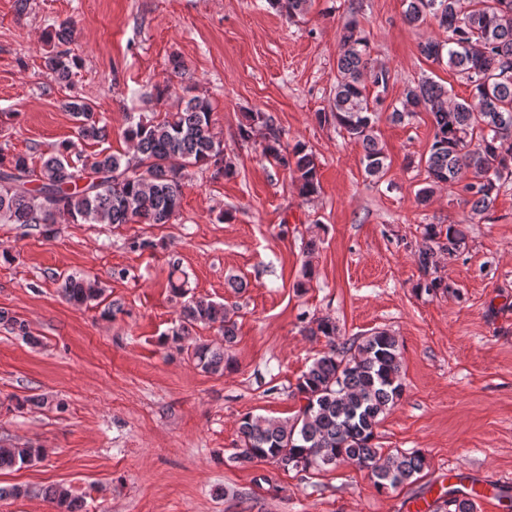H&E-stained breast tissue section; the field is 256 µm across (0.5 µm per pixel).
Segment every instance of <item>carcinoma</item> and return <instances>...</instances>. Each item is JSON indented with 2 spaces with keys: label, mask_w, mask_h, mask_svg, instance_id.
<instances>
[{
  "label": "carcinoma",
  "mask_w": 512,
  "mask_h": 512,
  "mask_svg": "<svg viewBox=\"0 0 512 512\" xmlns=\"http://www.w3.org/2000/svg\"><path fill=\"white\" fill-rule=\"evenodd\" d=\"M309 0H270L288 16L303 14ZM404 20L419 24L432 19L446 33L442 40L428 38L419 44L420 55L448 67L471 86V98L456 100L438 82L425 79L408 87L391 117L402 122L425 111L434 128L425 159L427 186L419 189L418 202L427 204L436 188L463 183L464 203L473 214L490 211L500 188L512 178V0H403ZM74 33L72 20H64L47 35L54 50L44 57L45 70L55 82L68 81L80 58L68 48ZM390 71L373 67L371 47L356 14L340 33L336 84L330 109L318 118L332 122L349 139L361 144L362 164L371 177L383 174L387 155L374 135L376 107L384 103L369 98L367 84L387 90ZM65 108L76 122L77 140L59 145L56 153L35 164L26 154H13L0 145V224L27 227L39 224L52 234L58 218L77 224H167L178 212L188 168H214L213 176L234 174L224 160V147L212 131L210 102L193 95L184 108L160 117L130 121L125 138L133 152H101L90 159L78 150V141H104L109 136L105 119L91 103L72 99ZM265 128L262 152L293 174V185L303 198L319 193V165L315 154L297 141L283 142V132L272 116L250 112L239 127L243 141L255 127ZM466 228L458 224H427L417 249L423 276L420 291L434 295L450 285L440 276L435 257L453 255L466 245ZM60 292L80 305L104 306L112 315L104 290L83 274L67 276ZM219 325L224 347L194 345L198 366L209 374L232 369L228 350L236 338L235 322L224 304L202 298L183 303L180 324L173 331L178 342L197 325ZM303 332L324 337L328 350L314 359L299 378L297 395L305 401L293 421L281 422L253 416L239 420L240 445L233 459L268 461L284 470L308 472L350 464L365 470L374 487L383 492L417 480L426 466L425 454L416 449L383 453L377 446L382 417L400 400L401 350L395 336L375 331L369 336L336 342V323L319 318ZM41 457V449L0 447V472L18 470ZM453 512H473L475 487L446 491ZM57 512H82V503L69 487L58 484L44 490Z\"/></svg>",
  "instance_id": "cac0c4a2"
}]
</instances>
